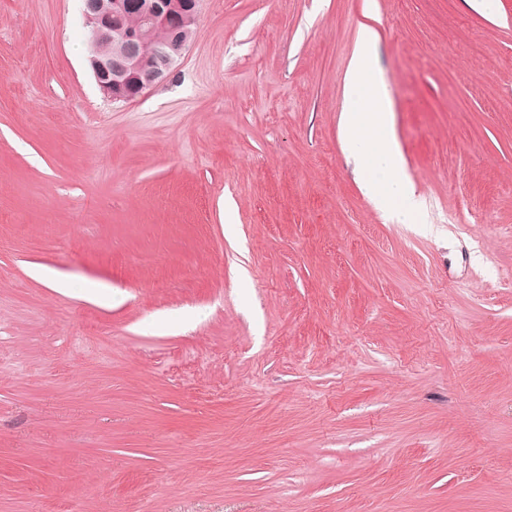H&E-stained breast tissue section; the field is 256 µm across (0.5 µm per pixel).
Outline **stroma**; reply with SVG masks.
<instances>
[{"label":"stroma","instance_id":"obj_1","mask_svg":"<svg viewBox=\"0 0 512 512\" xmlns=\"http://www.w3.org/2000/svg\"><path fill=\"white\" fill-rule=\"evenodd\" d=\"M364 25L415 224L344 146ZM88 55L0 0V512H512V0H201L128 102Z\"/></svg>","mask_w":512,"mask_h":512}]
</instances>
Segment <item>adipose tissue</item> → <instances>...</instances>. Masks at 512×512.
I'll use <instances>...</instances> for the list:
<instances>
[{"label":"adipose tissue","mask_w":512,"mask_h":512,"mask_svg":"<svg viewBox=\"0 0 512 512\" xmlns=\"http://www.w3.org/2000/svg\"><path fill=\"white\" fill-rule=\"evenodd\" d=\"M375 45V31L362 26L346 72L353 104L344 114V136L360 166L367 197L386 213L408 218L416 211L415 190L398 162L393 104L376 64Z\"/></svg>","instance_id":"adipose-tissue-1"}]
</instances>
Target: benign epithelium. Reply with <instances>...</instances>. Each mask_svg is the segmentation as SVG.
Instances as JSON below:
<instances>
[{"label":"benign epithelium","mask_w":512,"mask_h":512,"mask_svg":"<svg viewBox=\"0 0 512 512\" xmlns=\"http://www.w3.org/2000/svg\"><path fill=\"white\" fill-rule=\"evenodd\" d=\"M94 77L114 101H129L165 81L185 51L201 0H82ZM166 38L156 41L153 33Z\"/></svg>","instance_id":"obj_1"}]
</instances>
